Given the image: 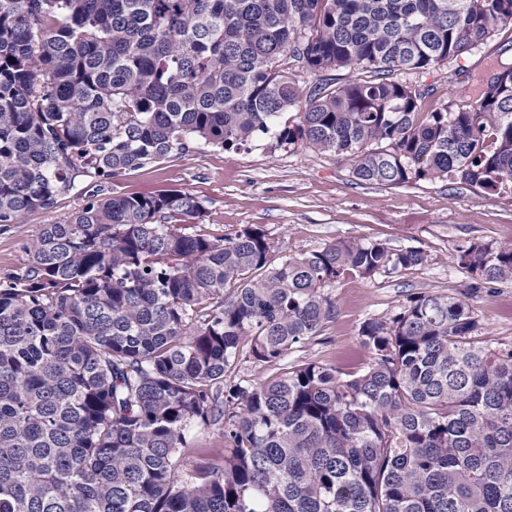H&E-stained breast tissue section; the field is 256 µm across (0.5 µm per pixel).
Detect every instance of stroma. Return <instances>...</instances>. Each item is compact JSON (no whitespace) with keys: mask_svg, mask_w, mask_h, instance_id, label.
<instances>
[{"mask_svg":"<svg viewBox=\"0 0 512 512\" xmlns=\"http://www.w3.org/2000/svg\"><path fill=\"white\" fill-rule=\"evenodd\" d=\"M512 62V26L450 63L411 75L428 89L425 110L462 103L473 80ZM94 180L79 177L55 208L25 216L0 229V281L22 272L25 248L44 225L77 210ZM105 194H154L182 190L205 208L204 224L217 236L244 225H259L273 245V259L284 253L322 249L349 239L382 241L394 249L424 252L418 267L370 278L346 276L326 287L336 317L314 343L293 350L297 364L317 359L343 371L368 361L359 329L385 316L414 292L447 294L468 302L486 339L512 341V281L474 287L459 265L460 247L474 242L512 244V198L484 195L446 181L421 180L399 187L355 181L348 162L307 148L278 145L267 135L238 151L198 143L183 154L126 172L103 186Z\"/></svg>","mask_w":512,"mask_h":512,"instance_id":"stroma-1","label":"stroma"}]
</instances>
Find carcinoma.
<instances>
[{"mask_svg": "<svg viewBox=\"0 0 512 512\" xmlns=\"http://www.w3.org/2000/svg\"><path fill=\"white\" fill-rule=\"evenodd\" d=\"M512 23V0H0V227L197 143L262 135L364 183L512 195V80L423 111V73ZM290 59L326 81L292 127ZM180 190L96 191L0 283V512H512V342L420 292L363 322L343 373L288 364L335 317L324 288L425 254L342 240L271 263ZM475 285L512 244L474 242ZM244 359L275 370L231 376Z\"/></svg>", "mask_w": 512, "mask_h": 512, "instance_id": "carcinoma-1", "label": "carcinoma"}]
</instances>
